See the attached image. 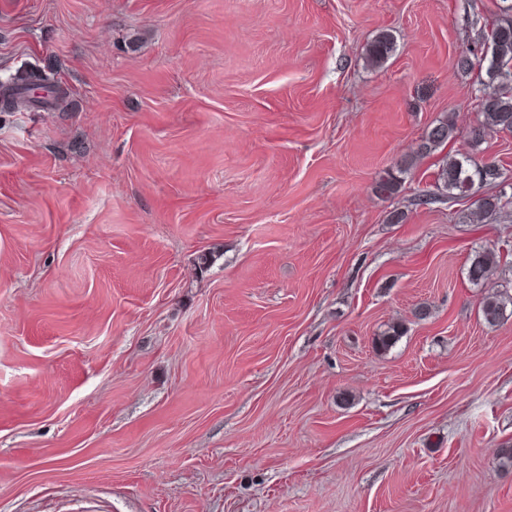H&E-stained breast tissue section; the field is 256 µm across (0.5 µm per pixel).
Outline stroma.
<instances>
[{"label": "stroma", "mask_w": 512, "mask_h": 512, "mask_svg": "<svg viewBox=\"0 0 512 512\" xmlns=\"http://www.w3.org/2000/svg\"><path fill=\"white\" fill-rule=\"evenodd\" d=\"M496 10L0 0V79L72 92L0 118V512H512V316L466 274L512 281V208L417 201L457 153L512 197L454 65ZM394 44L390 34L383 33L373 40L367 49V57L373 64L385 62L393 53ZM454 116H446L431 124L424 136L421 137L416 156L425 157L434 153L438 148L445 146L452 137L455 129ZM413 158L405 157L398 163L395 168L387 175V178L378 183L376 191L383 196L391 197L392 195L399 192L401 188L402 179L400 176L408 174L410 172ZM396 172L398 175H396ZM496 256L492 251L477 253L467 267V278L474 286H484L497 267ZM501 287L505 289L488 294L482 301V316L489 326H496L504 318L507 304H512V294H508L507 286Z\"/></svg>", "instance_id": "1"}]
</instances>
